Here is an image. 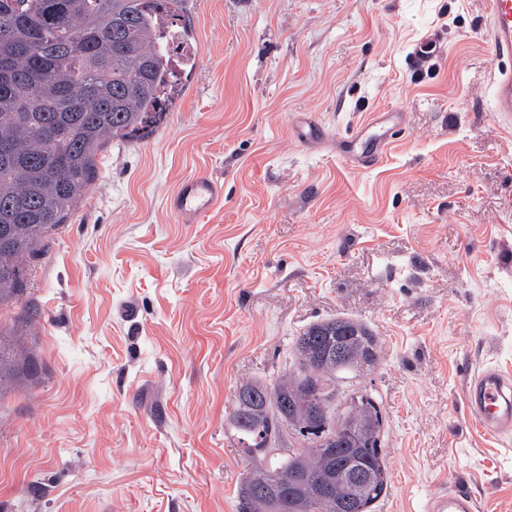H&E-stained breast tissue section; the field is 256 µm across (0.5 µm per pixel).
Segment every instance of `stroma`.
Instances as JSON below:
<instances>
[{"label":"stroma","mask_w":512,"mask_h":512,"mask_svg":"<svg viewBox=\"0 0 512 512\" xmlns=\"http://www.w3.org/2000/svg\"><path fill=\"white\" fill-rule=\"evenodd\" d=\"M201 53L155 133L112 142L98 178L27 264L0 324L32 374L0 391V512H237L247 462L234 391L292 362L339 314L383 359L391 482L375 512H422L456 487L512 512V435L483 432L465 390L512 377V140L491 110L485 0H187ZM434 46L419 60L421 43ZM403 129L345 164L374 113ZM198 172L224 200L197 224L166 200ZM387 113L374 123L378 132L368 141L365 148H358L357 139L343 140L336 148L339 157L348 165L369 168L378 164L388 147L400 132L401 116L397 112ZM294 136L304 143H322L328 140L324 129L312 117H304L292 124Z\"/></svg>","instance_id":"stroma-1"}]
</instances>
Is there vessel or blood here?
Instances as JSON below:
<instances>
[{
  "label": "vessel or blood",
  "instance_id": "obj_1",
  "mask_svg": "<svg viewBox=\"0 0 512 512\" xmlns=\"http://www.w3.org/2000/svg\"><path fill=\"white\" fill-rule=\"evenodd\" d=\"M486 25L490 46L498 62L491 77V105L504 136L512 135V0H486ZM377 133L365 148L355 141L339 143L336 151L348 165L369 168L378 164L400 132L401 117L390 112L376 121ZM294 136L301 142L318 144L327 134L310 117L292 125ZM224 197L221 179L197 174L183 181L170 196L167 207L179 223L196 224ZM471 413L491 436L512 432V379L498 370L487 369L476 375L466 391ZM424 512H474L470 495L451 489L432 497Z\"/></svg>",
  "mask_w": 512,
  "mask_h": 512
}]
</instances>
